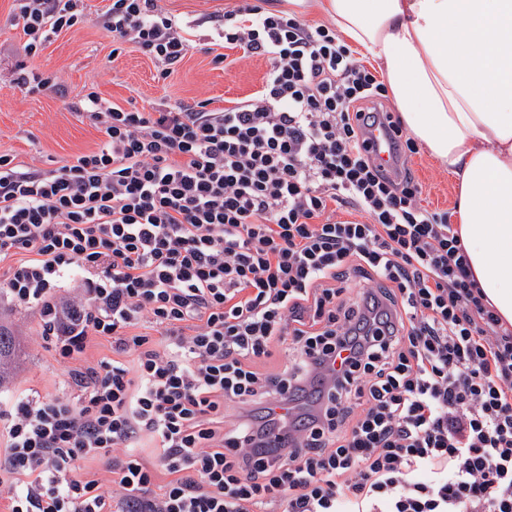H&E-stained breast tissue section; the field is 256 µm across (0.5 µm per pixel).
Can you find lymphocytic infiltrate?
Returning a JSON list of instances; mask_svg holds the SVG:
<instances>
[{
  "label": "lymphocytic infiltrate",
  "mask_w": 512,
  "mask_h": 512,
  "mask_svg": "<svg viewBox=\"0 0 512 512\" xmlns=\"http://www.w3.org/2000/svg\"><path fill=\"white\" fill-rule=\"evenodd\" d=\"M15 2L16 83L54 90L33 59L91 18L79 0ZM99 23L164 78L190 49L159 0H112ZM224 45L268 62L235 106L127 110L91 92L96 151L50 170L0 155V287L38 315L75 388L0 408V498L9 512H512V325L447 212L369 153L378 119L402 128L378 105L384 82L334 28L252 0L225 11ZM74 272L84 283L57 299ZM97 338L112 357L84 366ZM89 457L111 491L81 475Z\"/></svg>",
  "instance_id": "lymphocytic-infiltrate-1"
}]
</instances>
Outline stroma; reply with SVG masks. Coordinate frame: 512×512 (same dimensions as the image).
<instances>
[{"mask_svg":"<svg viewBox=\"0 0 512 512\" xmlns=\"http://www.w3.org/2000/svg\"><path fill=\"white\" fill-rule=\"evenodd\" d=\"M238 0H161L179 21L191 49L174 73L160 79L158 67L130 43L113 55L109 33L94 23L61 35L42 51L36 64L56 78L55 91L26 95L14 82L15 67L24 60V38L9 22L13 0H0V155L14 164L55 169L74 157L96 150L102 140L97 125L75 112L85 94L94 91L124 108H149L156 100L172 104L208 101L222 110L260 89L267 72L263 57L241 59L239 50H224L225 8ZM227 53L230 67L214 63ZM410 172L422 188L421 203L428 209L454 211L457 184L447 168L427 151L409 159ZM0 325L12 334L16 368L12 380L0 388V403L39 392L53 398L71 395L67 370L54 350L40 341L38 316L11 305L0 296Z\"/></svg>","mask_w":512,"mask_h":512,"instance_id":"stroma-1","label":"stroma"}]
</instances>
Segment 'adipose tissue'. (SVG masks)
Here are the masks:
<instances>
[{
	"instance_id": "obj_1",
	"label": "adipose tissue",
	"mask_w": 512,
	"mask_h": 512,
	"mask_svg": "<svg viewBox=\"0 0 512 512\" xmlns=\"http://www.w3.org/2000/svg\"><path fill=\"white\" fill-rule=\"evenodd\" d=\"M377 63L412 138L459 183L471 272L512 325V0H289Z\"/></svg>"
}]
</instances>
